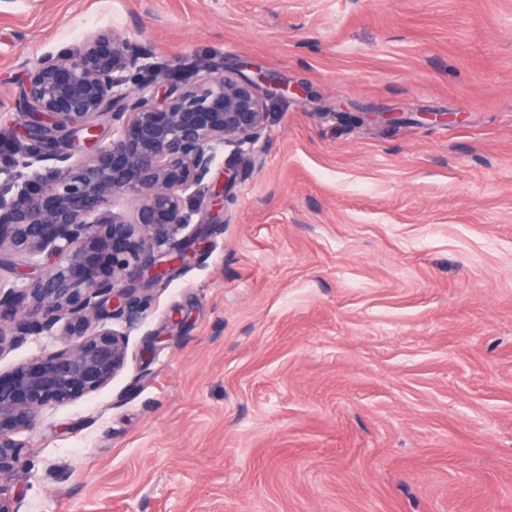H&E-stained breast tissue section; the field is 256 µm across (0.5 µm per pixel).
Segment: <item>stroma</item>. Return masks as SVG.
<instances>
[{"label":"stroma","instance_id":"stroma-1","mask_svg":"<svg viewBox=\"0 0 512 512\" xmlns=\"http://www.w3.org/2000/svg\"><path fill=\"white\" fill-rule=\"evenodd\" d=\"M112 28L318 100L268 97L203 175L176 240L208 245L21 434V512H512V0H0V137L27 63ZM352 118L359 123H381L388 127H397L407 122L404 112H355ZM226 175V178H225ZM237 179L235 172L229 174L224 173V183L218 184L217 182L212 184L208 190V206L209 216L207 221L200 224H220L218 223L220 215L224 213L225 202L228 199L229 189L233 186V183Z\"/></svg>","mask_w":512,"mask_h":512}]
</instances>
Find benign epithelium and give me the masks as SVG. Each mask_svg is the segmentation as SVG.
Segmentation results:
<instances>
[{
  "label": "benign epithelium",
  "mask_w": 512,
  "mask_h": 512,
  "mask_svg": "<svg viewBox=\"0 0 512 512\" xmlns=\"http://www.w3.org/2000/svg\"><path fill=\"white\" fill-rule=\"evenodd\" d=\"M150 45L109 29L87 34L65 51L47 52L28 73L16 102L27 148L6 162L33 169L32 180L0 190V255L25 257L21 273L0 282V352L28 328L54 348L0 374V512H20L21 496L1 483L26 465L17 439L55 406L96 393L127 363L125 334L107 326L133 323L153 287L191 259L195 241L159 249L190 221L186 193L229 143H256L267 120L265 96L313 97L308 87L279 85L252 62L225 68L202 61L185 80L178 69L152 67ZM112 139L99 141V120ZM359 123L397 127L402 112H356ZM85 159L75 158L83 146ZM49 162L43 174L34 168ZM232 172L208 190L207 223L224 213ZM134 201L135 221L112 212L115 199ZM21 333L7 338L5 325Z\"/></svg>",
  "instance_id": "benign-epithelium-1"
}]
</instances>
